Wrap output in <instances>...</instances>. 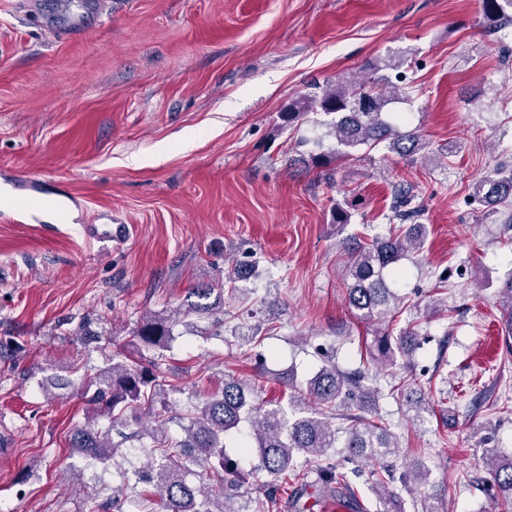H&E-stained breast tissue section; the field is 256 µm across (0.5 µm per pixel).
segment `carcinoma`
Instances as JSON below:
<instances>
[{"mask_svg": "<svg viewBox=\"0 0 512 512\" xmlns=\"http://www.w3.org/2000/svg\"><path fill=\"white\" fill-rule=\"evenodd\" d=\"M512 0H483L486 29L495 30L506 18L505 8ZM406 64L404 58H391L370 65L368 76L339 77L319 93L304 95L288 107V123L298 122L321 110L336 115L329 134L336 139V161L350 160L360 151H372L387 142L401 157L414 161L427 157V143L415 131L404 132L408 122L403 113L384 108L397 98L401 88L382 71L396 70ZM472 196L487 206L509 204L512 198V172L496 168L472 185ZM425 243L422 225L411 224L396 236H376L352 253L346 268L348 303L360 321L386 324L393 319L401 298L389 280L401 278L396 264L409 252L420 251ZM500 303L505 325L503 343L512 351V276L500 285ZM193 316L224 327V288L201 283L190 288L183 303L169 317L145 315L134 329L137 355L114 354L102 368L86 374L87 423L75 430L70 440L71 453L108 468L126 463L133 467L141 482L151 486L139 494L143 505L157 502L164 512H249L244 507L229 508L239 498V489L252 481L267 498L279 491L287 480L304 482L298 471V459L325 461L320 468L315 503L329 498L356 499L344 465L336 463L329 450L336 447L339 430L333 424L336 406L346 405L350 396L373 397L376 389L364 385L366 372L344 371L326 360L315 374L301 385L289 383L292 393L287 405H260L253 401V387L232 374L224 375V386L212 392L193 410L181 415L169 400V380L161 370L165 352L173 340L177 318ZM417 333L410 328L394 335L389 330L378 334L373 364L393 365L397 358L411 359ZM414 424H423L431 412L423 399H408ZM346 461L354 465L352 473H361L363 463L387 458L395 453L398 440L389 429L361 413L346 416ZM177 421L181 435L172 437L167 424ZM149 434L156 445L138 446L134 456L123 448ZM237 441V455L226 452L227 440ZM254 455L257 463L245 470L241 459ZM486 470L493 501L501 512H512V457L486 458ZM372 491L386 512H404L403 498L391 489L394 482L410 495H420L418 512H439L438 498L421 492L428 484L429 470L420 462L395 473L392 466L371 472ZM123 490L112 488V497L87 498L89 512L121 509Z\"/></svg>", "mask_w": 512, "mask_h": 512, "instance_id": "1", "label": "carcinoma"}]
</instances>
